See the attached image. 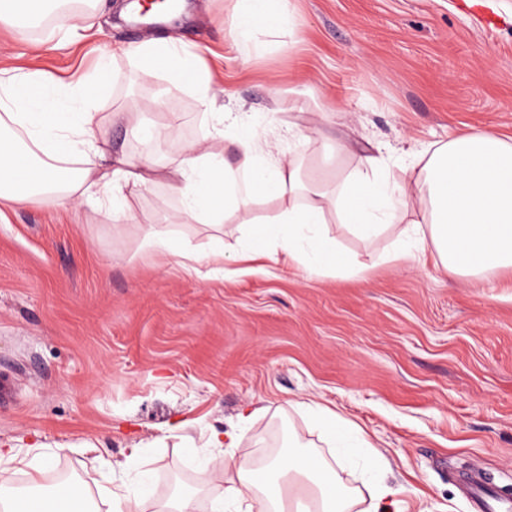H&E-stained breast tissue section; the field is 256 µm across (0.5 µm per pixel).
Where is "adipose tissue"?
<instances>
[{
  "mask_svg": "<svg viewBox=\"0 0 512 512\" xmlns=\"http://www.w3.org/2000/svg\"><path fill=\"white\" fill-rule=\"evenodd\" d=\"M272 29L294 28L288 0H240L231 32L235 41L251 50L262 23ZM145 68L164 63L172 90L191 89L210 105L221 91L195 60L181 53L175 38H152L134 49ZM112 82L108 66L93 80L74 86L70 103H62L55 85L34 69H0V199L28 200L35 188L46 199L78 206L99 202L101 191L112 196V214L125 216L124 184L147 183L153 170H129L125 158L113 156L108 142L95 134V117L87 103ZM234 162H226L199 144L171 142L181 157L167 173L172 190L183 198V214L197 224H221L228 217L250 226L242 259L270 255L279 248L284 260L325 273L349 269L335 240L319 230L327 210L340 223L370 240L404 213L429 227V233L405 237L395 244L399 257L433 255L435 265L470 279L502 269L512 270V142L490 132L449 135L421 167L407 169L402 183L391 184L369 172L348 176L333 195L311 189L297 167L273 146L259 142L250 129L235 138ZM90 150L96 165L75 171L72 184L61 183L60 165ZM41 173L39 182L29 172ZM260 200L280 202L271 217L257 219L253 206ZM19 450L0 442V512H138L148 494L139 486L115 493L105 490L100 506H93L90 485L75 479L39 490L43 472L33 463L29 489L12 484ZM224 495L212 512H240L252 496L263 495L265 512H284L285 495H293L298 512H352L353 492L337 478L335 468L306 451L270 457L263 465L250 458L219 463Z\"/></svg>",
  "mask_w": 512,
  "mask_h": 512,
  "instance_id": "1",
  "label": "adipose tissue"
}]
</instances>
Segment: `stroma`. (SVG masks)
<instances>
[{"label": "stroma", "instance_id": "35a3bbf8", "mask_svg": "<svg viewBox=\"0 0 512 512\" xmlns=\"http://www.w3.org/2000/svg\"><path fill=\"white\" fill-rule=\"evenodd\" d=\"M461 2L290 0L295 31H258L248 54L229 34L236 0H193L170 32L222 89L225 111L246 113L258 139L330 191L370 153L394 182L451 134L512 139V0H484L505 18L492 29ZM124 6L89 10L76 38L63 21L38 36L0 20V68L66 85L107 61L115 80L89 109L113 151L158 171L128 185L118 221L39 197L0 203V441L48 459L44 486L61 467L103 485L144 479L154 494L143 512L175 492L209 512L224 479L184 440L230 429L250 405L260 414L235 456L256 457L280 430L340 457L350 489L381 477L400 512H470L462 486L475 474L512 500V272L469 282L428 258H393L400 225L365 241L332 210L326 229L357 273L236 261L246 231L232 218L171 225L183 256L147 248L149 226L182 207L165 179L180 159L146 149L136 124L177 118L171 138L228 161L235 133L219 132L197 92L167 94L166 73L142 68L130 49L158 32L120 22ZM156 98L162 107L139 110ZM216 244L224 262L208 256ZM312 402L362 430L388 462L381 474L365 449L334 447L310 424L301 406ZM139 442L144 454L129 458Z\"/></svg>", "mask_w": 512, "mask_h": 512}]
</instances>
